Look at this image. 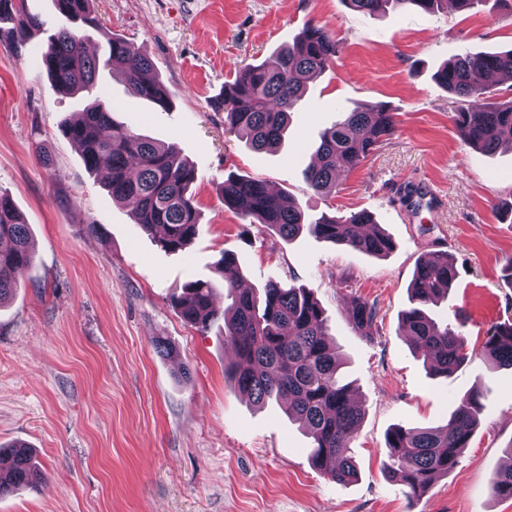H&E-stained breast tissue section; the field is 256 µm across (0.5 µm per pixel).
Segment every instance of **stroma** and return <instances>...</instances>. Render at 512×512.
<instances>
[{"instance_id": "1", "label": "stroma", "mask_w": 512, "mask_h": 512, "mask_svg": "<svg viewBox=\"0 0 512 512\" xmlns=\"http://www.w3.org/2000/svg\"><path fill=\"white\" fill-rule=\"evenodd\" d=\"M99 30L86 42L106 57V33L152 60L168 90L160 108L127 94L103 70L116 118L176 144L193 166L200 232L186 251L162 248L112 202L61 132L82 95L54 88L35 37L0 39V191L34 240V260L0 306V445L36 452L33 488L0 498V512H512L491 478L512 443V370L477 356L447 378L428 372L401 327L417 261L448 252L458 278L430 306L439 324L480 348L487 329L512 320V148L463 145L437 69L464 53L512 49V11L496 0L436 13L392 7L370 15L343 0H91ZM335 34V62L290 114L278 152H256L224 124L218 102L239 67L257 64L309 23ZM382 105L397 131L334 193L308 189L304 171L319 135L341 113ZM54 158L44 167L40 152ZM264 180L306 217L366 211L393 240L369 256L303 234L287 241L228 210V173ZM98 225L89 234L88 225ZM245 285L273 280L320 302L364 416L348 450L358 477L331 480L311 462L313 440L276 401L253 405L224 368V323L187 324L172 303L189 281L216 279L222 253ZM377 307L372 338L359 336L350 298ZM173 348L164 356L156 339ZM188 379H179L181 368ZM478 390L482 413L455 468L410 498L390 478L386 438L398 424H445L457 398Z\"/></svg>"}]
</instances>
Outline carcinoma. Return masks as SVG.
Segmentation results:
<instances>
[{"label": "carcinoma", "instance_id": "1", "mask_svg": "<svg viewBox=\"0 0 512 512\" xmlns=\"http://www.w3.org/2000/svg\"><path fill=\"white\" fill-rule=\"evenodd\" d=\"M432 13L445 0H346L349 8L377 13L389 3ZM90 0H52L59 25L48 37L44 70L53 85L65 93L91 96L82 111L73 114L62 134L81 148L86 169L105 172L112 201L130 203L136 223L148 232L163 228L161 244L171 252L186 249L199 232V212L191 186L194 168L174 144L162 145L129 129L114 118L109 99L97 90L100 67L116 64L130 95L163 109L167 89L150 76L153 63L119 36L107 39L104 61L84 50L95 19ZM11 22L8 38L17 49L28 45L43 21L26 8V0H0V22ZM335 35L326 26L310 24L288 46L280 47L259 64L240 67L224 83L225 122L245 137L256 151L280 145L288 114L308 83L315 81L336 59ZM493 74L512 76V49L500 53L459 55L444 63L436 80L451 95L462 142L494 152L501 137L512 131V101L485 106L476 100L488 89ZM397 128L396 113L382 106L343 113L324 130L316 162L304 172L315 193L336 189L340 170L351 171ZM224 207L251 224H260L284 239L305 230L335 245L382 257L393 248L392 239L366 212L349 216H321L304 222L301 210L283 194L269 190L259 179L229 174L219 186ZM0 304L18 288V273L33 261L29 225L12 199L0 193ZM458 275L455 257L446 252L422 257L415 266L409 292L413 307L404 312L402 326L434 376L448 377L475 355L512 368V321L492 325L478 352L467 348L461 332L440 326L426 308L448 295ZM230 304L218 311L219 288ZM183 319L201 331L224 319V341L234 360L227 372L240 393L256 404L284 399L288 416L313 438L312 463L332 480L345 484L357 476L356 464L346 455L363 410L351 401L350 386L341 383L340 364L325 324L323 310L304 288L282 287L270 280L261 290L240 287L239 280H196L173 298ZM349 318L359 335L371 337L377 317L374 304L354 297ZM479 395L468 393L455 401L448 421L433 428L394 426L387 435V474L399 481L409 496L424 493L437 478L455 468L479 424ZM10 465L0 469V496L32 483V453L18 445L8 453ZM494 493L512 499V467L497 470L491 480Z\"/></svg>", "mask_w": 512, "mask_h": 512}]
</instances>
